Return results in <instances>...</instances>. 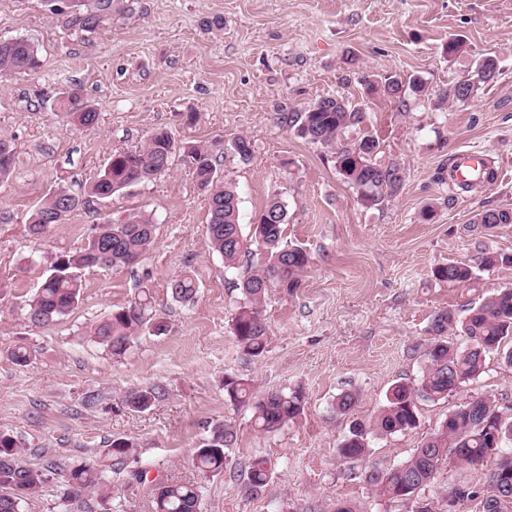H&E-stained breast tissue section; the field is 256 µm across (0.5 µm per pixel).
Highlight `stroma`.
I'll return each instance as SVG.
<instances>
[{
	"label": "stroma",
	"instance_id": "obj_1",
	"mask_svg": "<svg viewBox=\"0 0 512 512\" xmlns=\"http://www.w3.org/2000/svg\"><path fill=\"white\" fill-rule=\"evenodd\" d=\"M79 5L91 0H0V40L27 39L43 61L34 73L0 75V139L16 146L0 184V430L16 438L23 462L104 469L116 512H150L152 486L133 478L141 468L201 485L204 512H332L340 500L367 512H414L419 501L446 512L450 486L487 489V468L452 459L414 502L376 497L364 474L402 464L470 397L512 407V365L495 353L453 396L418 398L415 429L370 436L359 460L341 459L338 445L353 423L375 417L394 383H418L436 312L459 313L512 288V268L455 286L431 276L451 260L477 264L482 248L512 254V223L481 238L472 229L481 211L512 209V0H114L111 19L92 32L66 23ZM216 18L221 28L212 27ZM452 39L460 48L449 54ZM488 56L498 62L496 82L466 102L444 101L445 88L473 77ZM363 74L417 77L425 89L394 101L369 91ZM74 88L98 112L95 125L72 126L57 110ZM338 95L366 115L346 139L371 132L379 160L404 169L400 191L382 205H363L330 152L279 121ZM159 127L196 144L247 135L250 162L229 149L217 157L239 194L243 230L279 199L287 242L312 258L296 292L268 289L260 359L244 356L232 333L245 302L242 272L212 252L207 199L181 160L112 198L86 192L112 152ZM467 149L494 162V183L469 192L452 185L450 160ZM59 188L83 204L34 238L29 218ZM143 210L156 232L140 260L81 269L79 305L32 324L25 301L50 264L85 248L93 225ZM187 270L197 293L178 302L169 283ZM144 286L169 331L141 332L125 356L111 355L89 331ZM19 346L31 351L27 365L11 358ZM228 378L248 380L258 395L302 388L304 412L280 430L256 431L250 409L226 396ZM150 385L165 390L150 410L121 407L126 390ZM345 390L358 402L343 414L336 398ZM88 393L100 405H84ZM225 421L237 438L224 450L223 473L199 472L189 461L194 448ZM118 438L135 449L117 464L109 446ZM257 457L270 460L271 475L252 493L233 472Z\"/></svg>",
	"mask_w": 512,
	"mask_h": 512
}]
</instances>
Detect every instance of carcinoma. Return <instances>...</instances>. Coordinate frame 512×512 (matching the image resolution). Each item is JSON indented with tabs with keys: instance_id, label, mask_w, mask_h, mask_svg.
<instances>
[{
	"instance_id": "cac0c4a2",
	"label": "carcinoma",
	"mask_w": 512,
	"mask_h": 512,
	"mask_svg": "<svg viewBox=\"0 0 512 512\" xmlns=\"http://www.w3.org/2000/svg\"><path fill=\"white\" fill-rule=\"evenodd\" d=\"M114 0H93L92 8L71 15L68 24L82 31H92L112 16ZM42 65L37 49L26 39L0 40V73L35 72ZM499 75L496 60L488 56L481 63L477 78L457 81L444 90V98L464 103L471 99L478 84L494 82ZM65 113L76 125L90 126L97 122L98 112L87 105L76 90L62 100ZM365 120V112L343 96L321 97L300 112L282 116V122L297 127L300 137L313 144L331 149L337 170L356 189L360 199L377 206L396 194L404 182L401 165L376 160L379 140L367 133L354 141L344 140L345 130ZM231 149L240 161L247 163L253 156L251 141L236 136ZM180 157L193 169L198 187L208 197V238L212 250L224 260V267L236 268L252 255V248L265 251L262 269L244 276L239 284L247 299L233 319L232 332L244 355L261 357L267 346L268 326L261 314L265 292L276 284L289 292L299 287L300 273L309 265L305 249L284 241L283 226L288 223L286 206L278 199L264 209L251 235H244L240 224V198L235 186L224 181L214 157V149L205 145H186L174 134L159 128L141 144L112 154L103 168L93 177L89 193L110 198L117 192L150 181L160 173L162 163L172 164ZM15 162V147L0 140V183L9 179ZM83 201L66 189L48 194L31 215V231L39 236L56 225L68 221ZM155 224L149 215H139L119 222L96 224L90 228L88 243L83 251L59 257L40 288L27 300L29 317L34 324L56 321L78 306L82 295L79 270L89 266L122 267L134 264L154 242ZM512 265V256L483 251L480 268L493 270ZM435 280L464 284L476 278L473 266L450 261L432 269ZM175 299L186 300L196 293V281L189 272L171 283ZM148 330L155 335L168 332L167 319L152 310L148 288H142L123 307L112 312L90 331V338L114 356L130 349L139 333ZM457 331L465 345L448 341V333ZM429 332L432 338L424 356L426 364L420 385L396 384L386 396V404L370 425L358 424L341 442L338 453L345 460L360 459L366 452L367 433L392 435L417 427L416 396L431 399L446 398L461 386L476 379L485 367L486 357L505 352L512 356V291H497L478 306L468 309L464 317L450 310L434 315ZM224 389L230 400L247 404L252 410V422L259 432L280 429L304 410L301 390L272 391L255 396L245 379L225 380ZM164 396L160 386H144L126 391L120 404L137 413L149 410ZM501 424L502 439L491 449L488 437L479 429L482 421ZM219 431L209 434L195 450L192 463L203 473L224 471V448L236 441L234 427L218 424ZM512 441V416L507 415L491 398L478 397L477 407L469 414H453L440 428L429 435L412 456L401 465L387 471L370 470L365 479L378 497L387 500L411 501L416 493L429 485L437 472L438 462L450 456L462 464L482 466L493 464L488 484L512 486V451L503 443ZM271 467L267 460L255 458L240 470L238 477L244 487L254 492L265 487ZM55 472L54 465L39 469L25 464L21 449L7 433L0 432V512H21L22 504ZM95 494L101 501L109 498L104 472L90 465H78L62 475L60 500L62 505H79ZM153 512H202L200 490L191 482H167L161 489L153 488Z\"/></svg>"
}]
</instances>
